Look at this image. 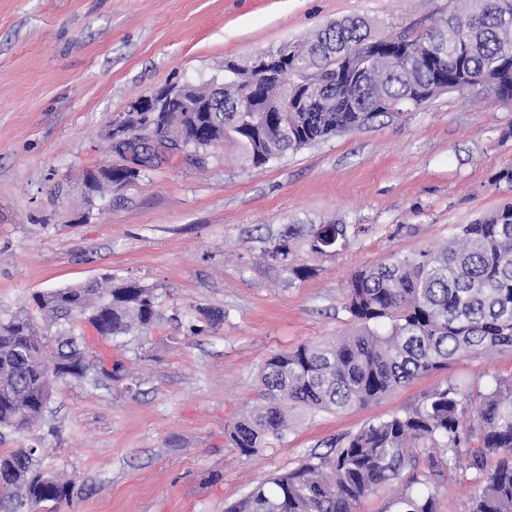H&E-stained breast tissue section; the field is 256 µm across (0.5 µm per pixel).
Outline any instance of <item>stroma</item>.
Wrapping results in <instances>:
<instances>
[{"label": "stroma", "instance_id": "obj_1", "mask_svg": "<svg viewBox=\"0 0 512 512\" xmlns=\"http://www.w3.org/2000/svg\"><path fill=\"white\" fill-rule=\"evenodd\" d=\"M448 0H0V317L31 296L115 273L155 287L158 317L115 340L87 335L85 380L55 383L47 410L0 450L36 448L71 481L40 512H224L263 478L329 452L446 382L472 395L512 377V351L459 359L364 408L302 413L282 440L241 456L226 432L273 354L349 332L345 288L392 256L445 246L512 202V102L440 94L267 165L239 146L163 155L115 188L109 133L170 84H200L349 16L381 33L429 25ZM343 224L332 255L301 250L289 281L264 251L288 229ZM180 322H172L173 314ZM121 372H113L115 361ZM475 473L451 466L436 512H467Z\"/></svg>", "mask_w": 512, "mask_h": 512}]
</instances>
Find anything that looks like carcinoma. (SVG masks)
Listing matches in <instances>:
<instances>
[{
	"label": "carcinoma",
	"instance_id": "carcinoma-1",
	"mask_svg": "<svg viewBox=\"0 0 512 512\" xmlns=\"http://www.w3.org/2000/svg\"><path fill=\"white\" fill-rule=\"evenodd\" d=\"M270 56L288 62L266 79V90H291L310 80L308 109L279 112L264 103L263 122L236 111L242 87L224 77L217 112L158 114L155 142L167 147L178 128L181 147L211 140L238 143L247 158L266 165L337 133L388 114L386 103L418 109L448 90L487 84L498 98L512 99V0H461L431 27L376 35L362 17L332 22L301 43L286 42ZM346 241L342 224H312L302 245L323 254V240ZM265 255L284 264L288 280L311 268L295 259L288 235ZM155 288L115 275L104 282L39 292L33 300L54 319L104 310L100 334L115 339L154 323ZM345 310L356 325L348 336L298 345L266 360L256 401L228 428L240 454L251 456L280 440L303 411L366 406L420 375L467 356L512 347V204L494 210L459 232L443 248L354 274ZM74 326L54 336L40 333L27 314L0 320V429L30 430L47 408L58 381L52 367L65 360L69 379L87 372L86 350ZM445 448L454 457L427 456ZM36 451L0 452V476L17 481L32 509L70 499L72 484L35 470ZM466 457L482 475L468 512H512V378L498 379L475 402L451 382L423 396L413 408L362 428L327 455L257 484L225 512H362L374 499L380 512H435L437 487L448 463ZM493 458L495 467L486 468Z\"/></svg>",
	"mask_w": 512,
	"mask_h": 512
}]
</instances>
